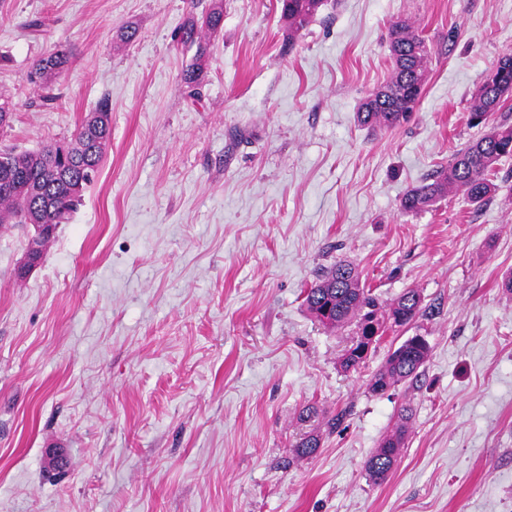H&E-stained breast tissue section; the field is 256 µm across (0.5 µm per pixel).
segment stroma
I'll return each mask as SVG.
<instances>
[{
	"label": "stroma",
	"mask_w": 512,
	"mask_h": 512,
	"mask_svg": "<svg viewBox=\"0 0 512 512\" xmlns=\"http://www.w3.org/2000/svg\"><path fill=\"white\" fill-rule=\"evenodd\" d=\"M209 2L0 0L16 108L0 148L70 141L112 104L98 177L29 276L27 227H0V512H512V158L482 203L399 208L480 136L469 102L512 53V0H323L296 35L276 0H223L196 99L171 34ZM400 19L428 76L410 120L374 134L356 113L391 75ZM55 43L70 59L45 111L27 75ZM340 259L381 300L415 288L426 308L348 374L355 326L303 306ZM414 334L430 346L417 380L373 394ZM306 405L346 418L298 458ZM405 406V446L372 482ZM412 418L407 407L400 410L394 430L386 435L366 463V471L373 481L382 480L395 465L404 445V437Z\"/></svg>",
	"instance_id": "35a3bbf8"
}]
</instances>
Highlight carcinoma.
Instances as JSON below:
<instances>
[{
    "mask_svg": "<svg viewBox=\"0 0 512 512\" xmlns=\"http://www.w3.org/2000/svg\"><path fill=\"white\" fill-rule=\"evenodd\" d=\"M288 31H301L316 14L322 0H279ZM222 4L199 16L192 12L171 40L176 47L197 46L196 58L205 56L202 36L217 31L223 24ZM389 51L393 60L390 79L358 108L357 121L372 132L395 127L408 120L416 110L428 73L429 49L419 31L408 21L393 23L389 29ZM68 61L66 49L54 47L33 66L29 81L42 89L40 106L51 108L58 100L55 81ZM202 64L184 75L190 95H200ZM512 97V54L498 58L472 94L468 123L485 133L467 143L448 162V166L421 180L407 190L400 200L405 213L424 212L439 201L461 195L479 204L495 192L491 181L498 161L512 155V125L489 124ZM112 113L103 97L77 127L73 140L66 143L65 159L58 157L59 145L34 151L14 148L0 150V224H64L81 202L82 193L96 180L110 138ZM419 291L407 289L383 303L361 282L358 268L338 260L318 275L304 290L303 303L312 317L330 329L349 324L357 327V336L339 357V366L349 372L365 362L372 345L385 332V323L394 327L409 325L423 310ZM429 354L426 343L417 346L402 342L391 352L370 380V390L383 393L398 384L410 382L419 374ZM412 418L411 409L400 410L394 430L381 441L366 463L370 479H383L395 465L404 445ZM322 436L313 430L302 435L293 452L311 457L321 446Z\"/></svg>",
    "mask_w": 512,
    "mask_h": 512,
    "instance_id": "1",
    "label": "carcinoma"
}]
</instances>
